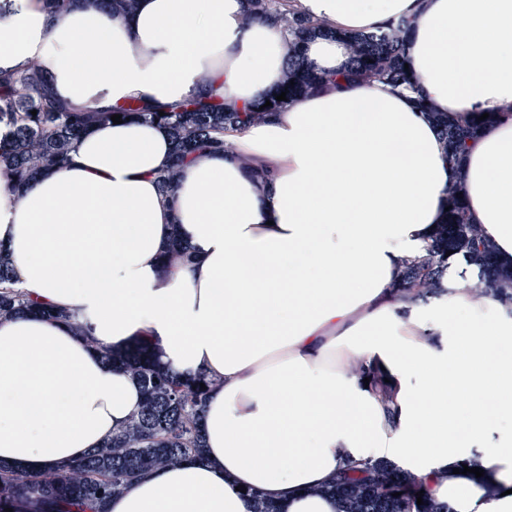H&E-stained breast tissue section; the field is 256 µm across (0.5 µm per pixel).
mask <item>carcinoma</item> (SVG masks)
I'll return each mask as SVG.
<instances>
[{"instance_id":"1","label":"carcinoma","mask_w":512,"mask_h":512,"mask_svg":"<svg viewBox=\"0 0 512 512\" xmlns=\"http://www.w3.org/2000/svg\"><path fill=\"white\" fill-rule=\"evenodd\" d=\"M248 17L264 18L288 33V67L280 86L262 99L229 110L208 98H192L164 115L143 104L129 102L118 110L75 111L52 94L43 69L36 61L19 71L0 70V176L17 185L46 170L64 164L75 148L83 127L91 121H109L118 113L123 118L145 116L168 130L177 158L201 149L229 148L230 136L254 124L266 122L286 106L322 88L348 87L356 83L383 81L392 86L414 85L418 77L405 70L403 42L413 20L402 17L378 33H349L350 61L339 73L325 74L304 63L301 44L333 33L326 20L302 13L296 0H247ZM286 93V99L276 96ZM271 105H266V102ZM418 108L438 129L456 167L458 185L448 194L444 221L432 229L424 253L403 263L397 287L415 292L428 302L444 292L448 269L447 251L461 255L480 269L473 289L499 301L512 303V259L498 257L495 244L483 229L469 221L464 196L460 195L465 175L462 160L479 130L492 121L460 119L448 123V115L431 111L420 98ZM37 114H31V111ZM191 256L175 240L164 253V262H188ZM15 278L7 257L0 252V321L26 312L71 325L74 332L94 345L87 325L54 306H38L14 288ZM102 360L118 367L140 385L141 408L101 447L65 463L53 471L27 473L0 464V512L15 509L23 498L42 499L47 512H108L112 497L148 472L187 459L201 460L205 439L202 413L212 383L203 376L175 371L147 340H135L124 348L100 350ZM206 389H200V384ZM422 482L411 471L390 461L368 459L336 475L318 492L336 499L338 512H453L446 501L427 495L417 504ZM399 496H394V493ZM252 512H281L280 507L257 491L249 490Z\"/></svg>"}]
</instances>
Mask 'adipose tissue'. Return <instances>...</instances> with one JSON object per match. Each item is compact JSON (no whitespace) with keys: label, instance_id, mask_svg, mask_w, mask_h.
<instances>
[{"label":"adipose tissue","instance_id":"1","mask_svg":"<svg viewBox=\"0 0 512 512\" xmlns=\"http://www.w3.org/2000/svg\"><path fill=\"white\" fill-rule=\"evenodd\" d=\"M299 6L340 30L412 18L420 92L380 81L321 91L236 134L231 151L184 159L169 194L158 183L168 133L138 117L88 124L66 166L22 187L0 177V250L17 288L97 341L29 313L0 322V462L43 472L110 438L142 394L97 348L146 337L180 372L212 380L206 457L133 482L110 512H250L249 489L282 512H337L316 487L375 456L411 464L454 512H512V433L491 434L492 418L512 420V308L459 288V260L435 311L394 285L456 181L420 93L454 118L495 113L467 153L464 194L472 223L512 256V0ZM303 56L335 73L349 51L320 37ZM33 58L75 110L200 94L235 109L280 83L288 37L247 20L244 0H138L129 15L96 0L56 15L14 0L0 69ZM175 232L193 259L165 271ZM356 361L383 369L392 395L353 375Z\"/></svg>","mask_w":512,"mask_h":512}]
</instances>
